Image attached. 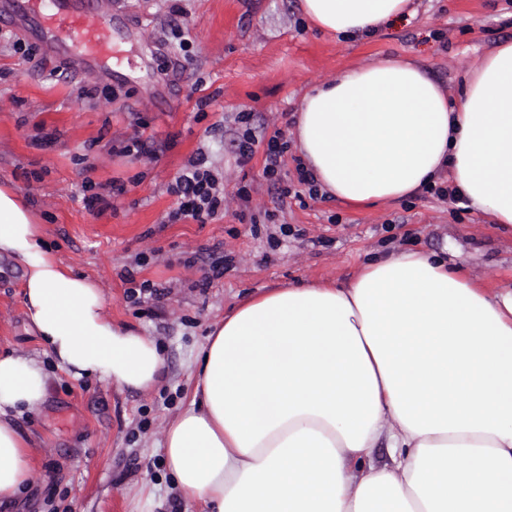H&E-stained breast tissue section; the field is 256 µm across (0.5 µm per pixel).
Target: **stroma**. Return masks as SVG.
<instances>
[{
  "instance_id": "obj_1",
  "label": "stroma",
  "mask_w": 512,
  "mask_h": 512,
  "mask_svg": "<svg viewBox=\"0 0 512 512\" xmlns=\"http://www.w3.org/2000/svg\"><path fill=\"white\" fill-rule=\"evenodd\" d=\"M414 11L376 35L341 40L315 30L298 0H112L126 20L118 73L56 72L47 50L32 58L0 37V185L34 208L42 237L75 273L102 289L103 312L153 337L164 351L162 380L147 391L74 379L49 367L40 410L18 422L32 446L33 483L0 512H198L174 487L160 447L166 426L191 401L195 360L214 324L245 299L300 282L351 281L370 260L408 250L446 253L491 292L512 286V227L428 193L354 208L325 196L299 203L296 148L281 181L263 176L264 144L236 163L237 113L255 133H290L304 96L344 69L382 58L412 59L449 100L499 43L512 39V0H413ZM178 26L182 42L169 41ZM114 87L89 99L84 80ZM210 97L206 111L198 99ZM142 133L150 154L113 152L115 137ZM224 178L223 212L201 224L172 219L168 187L197 154ZM110 207L88 208L83 182ZM254 192L248 215L233 195ZM24 268L0 258V354L46 357L25 315ZM162 286L159 297H128L126 275Z\"/></svg>"
}]
</instances>
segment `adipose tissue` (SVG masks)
Listing matches in <instances>:
<instances>
[{"instance_id":"adipose-tissue-1","label":"adipose tissue","mask_w":512,"mask_h":512,"mask_svg":"<svg viewBox=\"0 0 512 512\" xmlns=\"http://www.w3.org/2000/svg\"><path fill=\"white\" fill-rule=\"evenodd\" d=\"M410 3L300 0L299 10L353 38ZM295 136L328 196L403 199L445 173L471 206L512 224V40L452 103L418 62L347 68L305 96ZM1 256L24 267L25 315L57 369L136 391L161 379L157 341L104 315L100 288L58 260L8 186ZM47 383L39 359L0 356V502L32 481L17 421L39 410ZM161 448L201 512H512V290L490 294L444 259L406 251L342 287L248 298L210 333Z\"/></svg>"}]
</instances>
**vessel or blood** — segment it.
Here are the masks:
<instances>
[{
    "mask_svg": "<svg viewBox=\"0 0 512 512\" xmlns=\"http://www.w3.org/2000/svg\"><path fill=\"white\" fill-rule=\"evenodd\" d=\"M43 11L42 0H0V22L27 20L57 58L80 59L85 68L110 67L117 40L112 20L101 11V0H52Z\"/></svg>",
    "mask_w": 512,
    "mask_h": 512,
    "instance_id": "b4317fda",
    "label": "vessel or blood"
}]
</instances>
